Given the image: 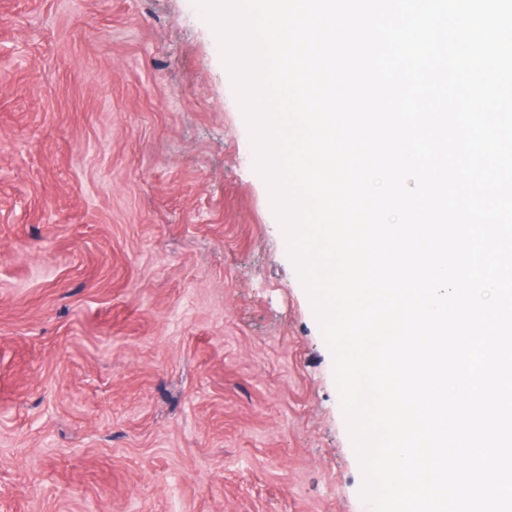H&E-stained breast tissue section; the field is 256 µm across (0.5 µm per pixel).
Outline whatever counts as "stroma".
I'll use <instances>...</instances> for the list:
<instances>
[{
	"instance_id": "stroma-1",
	"label": "stroma",
	"mask_w": 512,
	"mask_h": 512,
	"mask_svg": "<svg viewBox=\"0 0 512 512\" xmlns=\"http://www.w3.org/2000/svg\"><path fill=\"white\" fill-rule=\"evenodd\" d=\"M197 0H0V512H372Z\"/></svg>"
}]
</instances>
